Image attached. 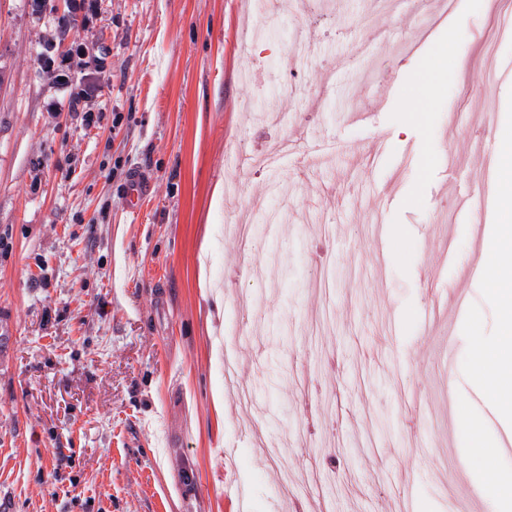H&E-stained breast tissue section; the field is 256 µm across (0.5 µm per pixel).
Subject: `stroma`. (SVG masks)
<instances>
[{"mask_svg": "<svg viewBox=\"0 0 512 512\" xmlns=\"http://www.w3.org/2000/svg\"><path fill=\"white\" fill-rule=\"evenodd\" d=\"M0 0V489L15 512H470L465 395L503 464L512 427L451 390L420 315L435 269L469 306L443 333L455 375L471 323L498 334L471 269L497 215L480 184L489 113L512 128V83L483 56L497 0ZM51 50L100 58L60 91ZM372 31L376 44L361 46ZM456 32L437 98L409 90ZM95 82L89 112L70 94ZM384 134L386 151L368 146ZM151 181L138 220L127 174ZM247 222L249 241L236 227ZM232 461H225V453Z\"/></svg>", "mask_w": 512, "mask_h": 512, "instance_id": "obj_1", "label": "stroma"}]
</instances>
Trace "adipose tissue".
<instances>
[{
    "mask_svg": "<svg viewBox=\"0 0 512 512\" xmlns=\"http://www.w3.org/2000/svg\"><path fill=\"white\" fill-rule=\"evenodd\" d=\"M499 220L492 239L495 273L490 288L500 306L499 335L495 342L474 340L466 383L492 399V411L512 425V135L500 145ZM465 473H492L493 512L512 507V466L500 464L483 427H475L462 459Z\"/></svg>",
    "mask_w": 512,
    "mask_h": 512,
    "instance_id": "1",
    "label": "adipose tissue"
}]
</instances>
